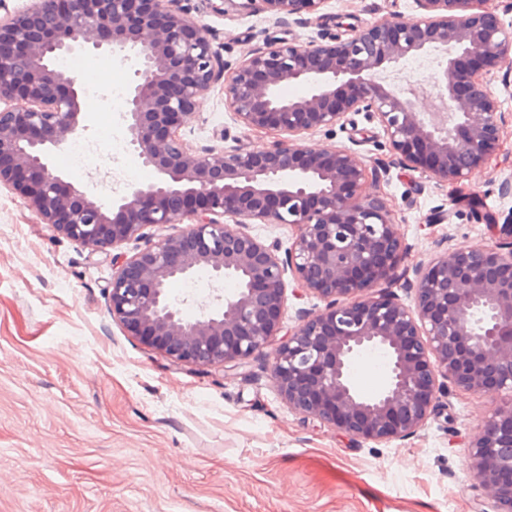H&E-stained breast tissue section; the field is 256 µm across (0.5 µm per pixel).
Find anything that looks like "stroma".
<instances>
[{
  "label": "stroma",
  "mask_w": 512,
  "mask_h": 512,
  "mask_svg": "<svg viewBox=\"0 0 512 512\" xmlns=\"http://www.w3.org/2000/svg\"><path fill=\"white\" fill-rule=\"evenodd\" d=\"M232 70L266 40H345L377 20L418 16L415 0H326L318 13L272 20L260 0H183ZM491 88L502 103L500 149L448 186L403 166L377 119L346 114L304 143L345 147L385 166L362 190L380 196L404 246L391 291L404 302L417 269L444 251L493 248L512 213V71ZM181 134L194 149L264 150L280 134L244 128L216 82ZM126 177L85 178L111 204L156 179L133 150ZM136 251H95L63 237L0 185V512H491L473 486L470 442L499 397L449 386L415 434L374 444L289 409L266 353L234 370L171 362L113 320L107 286Z\"/></svg>",
  "instance_id": "obj_1"
}]
</instances>
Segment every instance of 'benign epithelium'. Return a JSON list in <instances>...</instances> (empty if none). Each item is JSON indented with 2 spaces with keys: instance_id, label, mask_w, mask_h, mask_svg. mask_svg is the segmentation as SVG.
<instances>
[{
  "instance_id": "1",
  "label": "benign epithelium",
  "mask_w": 512,
  "mask_h": 512,
  "mask_svg": "<svg viewBox=\"0 0 512 512\" xmlns=\"http://www.w3.org/2000/svg\"><path fill=\"white\" fill-rule=\"evenodd\" d=\"M411 19L376 21L347 41L270 40L233 71L203 25L178 0H33L0 21V184L43 224L93 250L143 241L112 273V318L175 363L238 368L272 347L270 379L288 407L364 442L416 433L448 385L504 396L473 438V485L512 481V240L435 257L402 302L396 279L402 244L391 211L363 195L367 164L342 148L296 139L335 127L349 112L377 118L400 163L437 184L469 178L499 150L501 104L490 84L512 62V28L488 0H416ZM272 17L314 14L326 0H263ZM134 58L126 94L127 143L158 177L107 207L50 164L80 138L83 90L60 65L76 48ZM428 51L446 55L430 83L443 112H426L386 82L388 67ZM245 128L290 135L266 150H192L180 130L211 86ZM308 94L287 99L282 85ZM227 217V224L222 218ZM185 227L178 228V225ZM286 224L296 233L285 257L245 231ZM171 226L153 241L144 229ZM205 268L212 296L193 320L169 285ZM291 275L324 309L283 329ZM237 287L224 292V282ZM388 361L370 396L357 387L354 360L368 350Z\"/></svg>"
}]
</instances>
